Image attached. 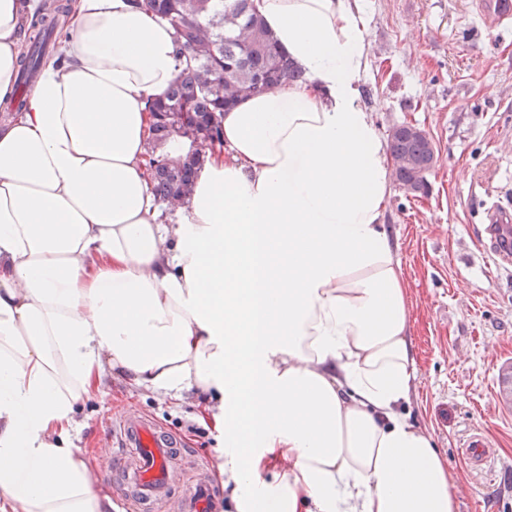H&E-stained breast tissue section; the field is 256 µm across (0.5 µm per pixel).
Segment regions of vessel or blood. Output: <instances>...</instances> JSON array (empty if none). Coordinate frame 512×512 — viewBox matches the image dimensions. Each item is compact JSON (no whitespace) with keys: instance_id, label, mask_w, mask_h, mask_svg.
Returning a JSON list of instances; mask_svg holds the SVG:
<instances>
[{"instance_id":"1","label":"vessel or blood","mask_w":512,"mask_h":512,"mask_svg":"<svg viewBox=\"0 0 512 512\" xmlns=\"http://www.w3.org/2000/svg\"><path fill=\"white\" fill-rule=\"evenodd\" d=\"M486 233L498 266L512 265V210L486 208ZM112 467L104 479L128 512H223L224 493L202 480L174 492L176 470L194 467L195 455L152 417L129 411L108 432Z\"/></svg>"}]
</instances>
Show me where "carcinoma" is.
<instances>
[{
  "mask_svg": "<svg viewBox=\"0 0 512 512\" xmlns=\"http://www.w3.org/2000/svg\"><path fill=\"white\" fill-rule=\"evenodd\" d=\"M176 31L186 65L166 93L150 102L153 148L165 153L148 161L151 190L168 206L184 204L195 175L220 140L224 110L243 99L304 80L258 16L252 0H133ZM59 3L36 12L28 27L32 52L61 22ZM396 181L407 192L426 191L435 149L418 126L400 124L387 135Z\"/></svg>",
  "mask_w": 512,
  "mask_h": 512,
  "instance_id": "1",
  "label": "carcinoma"
}]
</instances>
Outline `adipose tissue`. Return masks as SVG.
I'll return each mask as SVG.
<instances>
[{
    "mask_svg": "<svg viewBox=\"0 0 512 512\" xmlns=\"http://www.w3.org/2000/svg\"><path fill=\"white\" fill-rule=\"evenodd\" d=\"M39 4L0 0V100ZM255 5L306 81L225 111L176 223L150 190L147 107L185 59L133 0H72L63 59L0 123V496L22 512H106L72 431L115 373L215 403L236 512H457L399 411L409 310L359 0ZM274 453L287 476L259 480Z\"/></svg>",
    "mask_w": 512,
    "mask_h": 512,
    "instance_id": "adipose-tissue-1",
    "label": "adipose tissue"
}]
</instances>
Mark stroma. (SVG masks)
Segmentation results:
<instances>
[{"instance_id":"obj_1","label":"stroma","mask_w":512,"mask_h":512,"mask_svg":"<svg viewBox=\"0 0 512 512\" xmlns=\"http://www.w3.org/2000/svg\"><path fill=\"white\" fill-rule=\"evenodd\" d=\"M369 60L363 102L380 132L402 123L430 135L437 162L426 193L392 186L386 227L409 308L415 379L403 408L448 465L458 512H512V404L500 377L512 366V269L497 266L478 226L485 203L512 198V18L486 28L478 0H362ZM153 416L218 473L210 417L194 394L175 400L125 379H107L76 415L74 439L90 477L109 463L108 419ZM491 443L481 467L463 458L474 432Z\"/></svg>"}]
</instances>
